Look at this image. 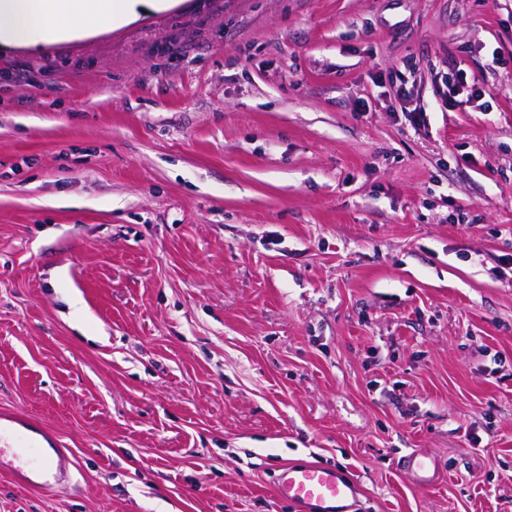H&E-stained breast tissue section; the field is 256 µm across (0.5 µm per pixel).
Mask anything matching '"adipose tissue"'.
<instances>
[{
    "instance_id": "obj_1",
    "label": "adipose tissue",
    "mask_w": 512,
    "mask_h": 512,
    "mask_svg": "<svg viewBox=\"0 0 512 512\" xmlns=\"http://www.w3.org/2000/svg\"><path fill=\"white\" fill-rule=\"evenodd\" d=\"M132 19L129 0H0V46L86 38Z\"/></svg>"
}]
</instances>
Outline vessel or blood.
<instances>
[{
	"label": "vessel or blood",
	"instance_id": "1",
	"mask_svg": "<svg viewBox=\"0 0 512 512\" xmlns=\"http://www.w3.org/2000/svg\"><path fill=\"white\" fill-rule=\"evenodd\" d=\"M70 449L26 415L0 412V470L15 484L40 488L76 469ZM282 499L303 512H356L359 486L336 467L326 464H293L275 479Z\"/></svg>",
	"mask_w": 512,
	"mask_h": 512
}]
</instances>
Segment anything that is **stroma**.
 Here are the masks:
<instances>
[{"instance_id":"35a3bbf8","label":"stroma","mask_w":512,"mask_h":512,"mask_svg":"<svg viewBox=\"0 0 512 512\" xmlns=\"http://www.w3.org/2000/svg\"><path fill=\"white\" fill-rule=\"evenodd\" d=\"M131 6L0 49V512H512V0ZM69 448L39 424L20 412L0 414V470L15 484L27 488L50 485V479L76 469ZM277 495L305 512H355L359 486L351 477L326 464H293L275 479Z\"/></svg>"}]
</instances>
